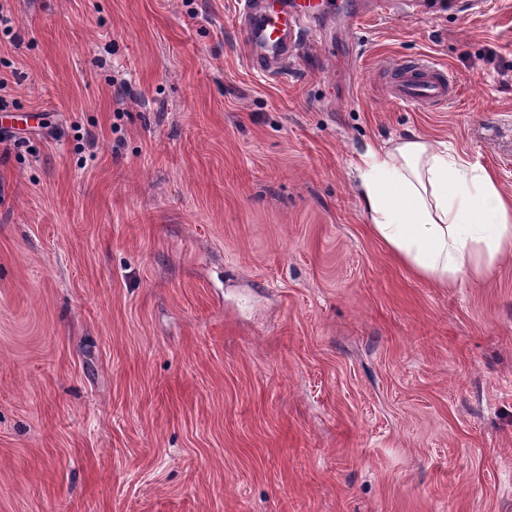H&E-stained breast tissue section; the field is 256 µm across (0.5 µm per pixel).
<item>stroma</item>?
I'll list each match as a JSON object with an SVG mask.
<instances>
[{"instance_id":"1","label":"stroma","mask_w":512,"mask_h":512,"mask_svg":"<svg viewBox=\"0 0 512 512\" xmlns=\"http://www.w3.org/2000/svg\"><path fill=\"white\" fill-rule=\"evenodd\" d=\"M347 2L274 79L236 0H0V512H512V257L417 279L354 190L418 134L512 198V0ZM390 72L392 96L406 105H437L447 102L456 91L455 80L447 69L428 60L397 63Z\"/></svg>"}]
</instances>
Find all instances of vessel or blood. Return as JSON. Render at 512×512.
<instances>
[{
  "instance_id": "vessel-or-blood-1",
  "label": "vessel or blood",
  "mask_w": 512,
  "mask_h": 512,
  "mask_svg": "<svg viewBox=\"0 0 512 512\" xmlns=\"http://www.w3.org/2000/svg\"><path fill=\"white\" fill-rule=\"evenodd\" d=\"M324 7L323 0H239L240 43L247 51L261 48V55L254 60L259 71L280 75L313 38L306 23ZM390 88L397 101L424 108L447 102L456 84L444 66L418 59L393 65Z\"/></svg>"
}]
</instances>
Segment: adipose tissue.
<instances>
[{
	"label": "adipose tissue",
	"mask_w": 512,
	"mask_h": 512,
	"mask_svg": "<svg viewBox=\"0 0 512 512\" xmlns=\"http://www.w3.org/2000/svg\"><path fill=\"white\" fill-rule=\"evenodd\" d=\"M356 171L372 235L417 278L450 288L512 256V202L447 143L398 137L363 154Z\"/></svg>",
	"instance_id": "adipose-tissue-1"
}]
</instances>
